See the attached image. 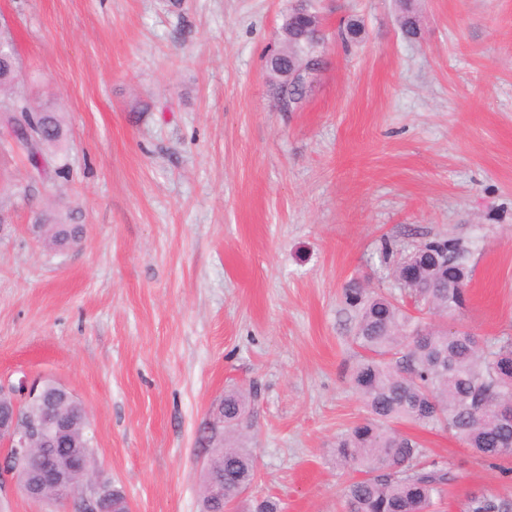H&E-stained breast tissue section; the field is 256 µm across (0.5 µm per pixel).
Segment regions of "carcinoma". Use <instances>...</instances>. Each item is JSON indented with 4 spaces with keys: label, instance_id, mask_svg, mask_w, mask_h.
<instances>
[{
    "label": "carcinoma",
    "instance_id": "obj_1",
    "mask_svg": "<svg viewBox=\"0 0 512 512\" xmlns=\"http://www.w3.org/2000/svg\"><path fill=\"white\" fill-rule=\"evenodd\" d=\"M320 15L312 0L292 6L282 23V46L267 61L275 82L278 110L296 111L307 89L284 83L278 72L292 65L320 71ZM47 134L43 146L25 144V132L14 129L30 165L44 171L40 160L61 143L59 115L46 107L29 124ZM80 224H52L46 239L59 246L77 241ZM468 249L459 238H436L416 246L393 268L401 291L348 288L345 302L358 314L354 341L363 354L351 381L368 418L336 438V462L360 474L344 489L347 512H437L448 486L456 481L451 463L429 458L414 438L395 428L410 423L447 432L480 457L512 460V421L499 417L498 401L512 392V336L490 346L471 332L435 325L427 316L455 318L467 302L471 270ZM256 393L224 394V427L237 436L252 428ZM211 468L224 473V503H230L254 481L250 453L234 443H212ZM464 512H512V504L494 494H470Z\"/></svg>",
    "mask_w": 512,
    "mask_h": 512
}]
</instances>
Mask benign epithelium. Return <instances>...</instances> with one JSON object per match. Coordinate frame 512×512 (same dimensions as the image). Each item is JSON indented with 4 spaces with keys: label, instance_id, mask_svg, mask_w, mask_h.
Listing matches in <instances>:
<instances>
[{
    "label": "benign epithelium",
    "instance_id": "1",
    "mask_svg": "<svg viewBox=\"0 0 512 512\" xmlns=\"http://www.w3.org/2000/svg\"><path fill=\"white\" fill-rule=\"evenodd\" d=\"M80 402L65 387L22 379L16 384L0 383V443L7 448L0 458V495L10 484L35 501L50 502L80 496L79 512H128L110 483L92 468L91 459L73 451V422L61 408ZM33 403L37 411L23 414L20 407ZM212 439L224 435V403L211 412L204 426ZM224 504V478L208 482L205 512Z\"/></svg>",
    "mask_w": 512,
    "mask_h": 512
}]
</instances>
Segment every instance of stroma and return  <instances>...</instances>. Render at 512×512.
<instances>
[{"label":"stroma","mask_w":512,"mask_h":512,"mask_svg":"<svg viewBox=\"0 0 512 512\" xmlns=\"http://www.w3.org/2000/svg\"><path fill=\"white\" fill-rule=\"evenodd\" d=\"M294 3L0 0L16 92L59 112L70 168L33 175L0 122V381L73 392L131 512H201L200 431L233 389L257 393L240 512H344L331 448L367 415L344 291L395 289L426 240L468 247L462 324L512 336V0H412V38L398 0H317L326 66L281 112L267 59ZM47 214L80 240L46 246ZM404 430L456 466L441 512L512 501L494 461ZM511 502L502 500L494 494L484 492L471 493L465 503L464 512H509Z\"/></svg>","instance_id":"stroma-1"}]
</instances>
